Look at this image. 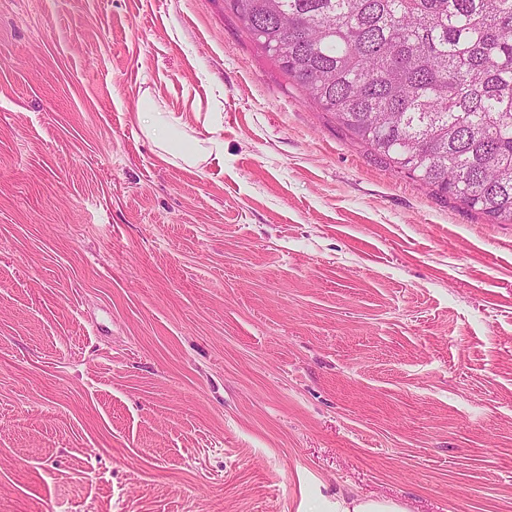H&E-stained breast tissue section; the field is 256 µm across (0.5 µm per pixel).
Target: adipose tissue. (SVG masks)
<instances>
[{
  "label": "adipose tissue",
  "instance_id": "1",
  "mask_svg": "<svg viewBox=\"0 0 512 512\" xmlns=\"http://www.w3.org/2000/svg\"><path fill=\"white\" fill-rule=\"evenodd\" d=\"M182 121L171 112L154 113L152 121L145 126L146 137L151 138L157 148L158 158L167 164L176 162L192 167L207 158H223L224 141L218 137L206 141L189 140L181 135Z\"/></svg>",
  "mask_w": 512,
  "mask_h": 512
}]
</instances>
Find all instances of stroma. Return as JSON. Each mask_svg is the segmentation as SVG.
<instances>
[{
  "label": "stroma",
  "instance_id": "35a3bbf8",
  "mask_svg": "<svg viewBox=\"0 0 512 512\" xmlns=\"http://www.w3.org/2000/svg\"><path fill=\"white\" fill-rule=\"evenodd\" d=\"M156 110L223 160L166 164ZM512 512V224L371 154L226 0H0V512ZM321 512H409L399 502L388 499L355 497L350 500L342 494L336 495L335 501L321 504Z\"/></svg>",
  "mask_w": 512,
  "mask_h": 512
}]
</instances>
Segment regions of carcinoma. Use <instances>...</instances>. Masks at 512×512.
Segmentation results:
<instances>
[{"mask_svg":"<svg viewBox=\"0 0 512 512\" xmlns=\"http://www.w3.org/2000/svg\"><path fill=\"white\" fill-rule=\"evenodd\" d=\"M306 99L392 168L512 224V0H229Z\"/></svg>","mask_w":512,"mask_h":512,"instance_id":"1","label":"carcinoma"}]
</instances>
